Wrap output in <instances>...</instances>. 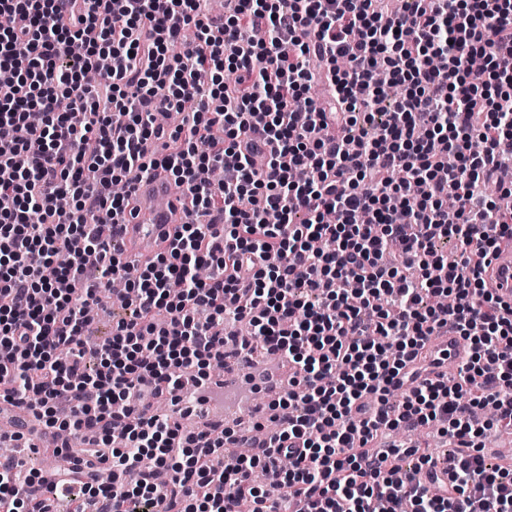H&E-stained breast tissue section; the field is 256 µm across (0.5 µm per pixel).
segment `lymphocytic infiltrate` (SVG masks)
Instances as JSON below:
<instances>
[{
  "label": "lymphocytic infiltrate",
  "instance_id": "obj_1",
  "mask_svg": "<svg viewBox=\"0 0 512 512\" xmlns=\"http://www.w3.org/2000/svg\"><path fill=\"white\" fill-rule=\"evenodd\" d=\"M388 2L0 0V396L85 434L70 512H512L484 445L512 427V304L486 279L512 212L485 192L512 195V0ZM188 99L184 125L153 121ZM156 168L193 209L135 265L102 229ZM116 278L125 310L87 347ZM230 317L288 368L260 438L154 408L213 380ZM449 332L468 349L427 377ZM429 427L445 460L378 446ZM16 467L0 457V512H53Z\"/></svg>",
  "mask_w": 512,
  "mask_h": 512
}]
</instances>
